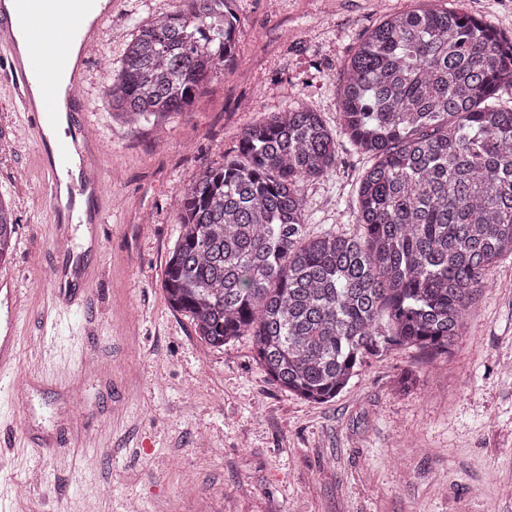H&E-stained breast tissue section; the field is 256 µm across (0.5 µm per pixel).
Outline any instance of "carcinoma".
Listing matches in <instances>:
<instances>
[{
  "instance_id": "cac0c4a2",
  "label": "carcinoma",
  "mask_w": 512,
  "mask_h": 512,
  "mask_svg": "<svg viewBox=\"0 0 512 512\" xmlns=\"http://www.w3.org/2000/svg\"><path fill=\"white\" fill-rule=\"evenodd\" d=\"M235 0H183L137 27L106 91L112 115L163 132L237 49ZM512 43L450 5L392 13L343 65V134L369 159L347 235L307 230L301 184L336 163V134L304 103L244 128L235 154L181 188L168 304L214 348L316 403L370 359L446 355L489 269L512 257ZM16 221L0 200V261Z\"/></svg>"
}]
</instances>
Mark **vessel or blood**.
Listing matches in <instances>:
<instances>
[{
    "instance_id": "1",
    "label": "vessel or blood",
    "mask_w": 512,
    "mask_h": 512,
    "mask_svg": "<svg viewBox=\"0 0 512 512\" xmlns=\"http://www.w3.org/2000/svg\"><path fill=\"white\" fill-rule=\"evenodd\" d=\"M98 0H15L13 10L0 15V53L11 60L12 97L28 117L27 132L42 154L43 195L51 202L52 223H62L56 208V192L61 178L70 171L74 152L85 151L84 168H94L97 140L88 136V125L74 123L69 136L55 141L48 134L58 120V78L71 68L70 45L83 41L87 15L97 13ZM26 53H19V45ZM40 97H33V90ZM0 300L8 309L4 332L0 333V380L17 375L16 351L21 339L18 307L20 292L10 283L0 284Z\"/></svg>"
}]
</instances>
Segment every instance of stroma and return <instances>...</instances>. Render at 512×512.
I'll list each match as a JSON object with an SVG mask.
<instances>
[{
  "mask_svg": "<svg viewBox=\"0 0 512 512\" xmlns=\"http://www.w3.org/2000/svg\"><path fill=\"white\" fill-rule=\"evenodd\" d=\"M179 0H113L80 92L109 182L99 238L57 253L42 195L40 151L24 113L0 91V198L17 222L0 280L23 297L21 368L31 381L0 389V489L13 512H512V259L488 275L449 356L400 350L372 360L335 399L285 392L255 360L250 337L201 341L162 288L182 213L181 187L234 149L242 130L304 102L337 127L342 63L386 14L420 0H237L235 57L164 142L151 126L98 105L135 27ZM512 41V0H459ZM336 163L308 181V230L357 233L353 188L366 158L337 135ZM80 262L89 302L46 324L50 283ZM57 348L52 363L33 343ZM418 376L402 391L404 371ZM87 430L99 440L81 448ZM45 471L32 483L34 468ZM196 496L187 500L185 488Z\"/></svg>",
  "mask_w": 512,
  "mask_h": 512,
  "instance_id": "35a3bbf8",
  "label": "stroma"
}]
</instances>
